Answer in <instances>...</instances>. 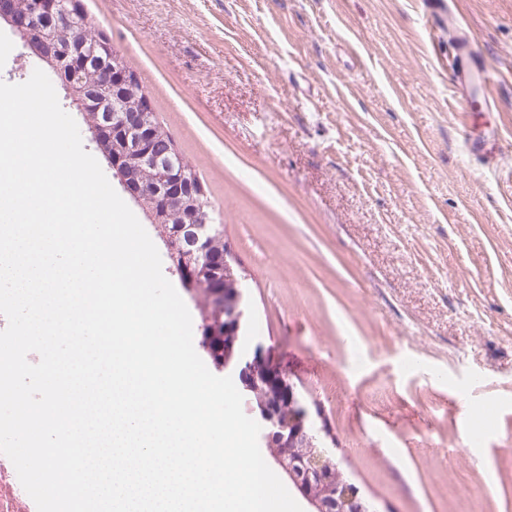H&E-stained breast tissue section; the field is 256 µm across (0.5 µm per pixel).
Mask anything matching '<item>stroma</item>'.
<instances>
[{
	"label": "stroma",
	"instance_id": "1",
	"mask_svg": "<svg viewBox=\"0 0 512 512\" xmlns=\"http://www.w3.org/2000/svg\"><path fill=\"white\" fill-rule=\"evenodd\" d=\"M83 3L223 221L246 348L351 480L381 512H512V0H452L498 75L467 119L422 0ZM39 66L0 21V81Z\"/></svg>",
	"mask_w": 512,
	"mask_h": 512
}]
</instances>
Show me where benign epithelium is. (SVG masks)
Returning a JSON list of instances; mask_svg holds the SVG:
<instances>
[{
	"instance_id": "obj_1",
	"label": "benign epithelium",
	"mask_w": 512,
	"mask_h": 512,
	"mask_svg": "<svg viewBox=\"0 0 512 512\" xmlns=\"http://www.w3.org/2000/svg\"><path fill=\"white\" fill-rule=\"evenodd\" d=\"M76 5V0H25L22 5L19 0H0V19L10 25L24 47L30 49L37 19L57 16L68 23ZM89 42L83 34L62 44L43 39L44 49L35 51L34 56L62 77L84 75L93 58L96 65L104 69L95 94L88 97L68 82V96L83 112L88 131L97 145L121 141V151L108 156L114 176L139 207L148 209L160 220L175 208L180 198L176 186L184 175L185 159L175 151L161 152L154 147L148 132L150 115L124 97L130 78L120 51L102 45L98 51L90 52ZM214 227L211 214L200 209L164 236L168 249L189 252L176 274L191 288L208 274L207 255ZM240 304L238 295L230 307L209 308L205 325L222 322L226 324L225 333L237 335L243 316ZM240 367L255 390L273 391L264 403L265 421L271 428L267 438L275 440L273 459L306 500L309 512H378L372 500L359 497V491L342 480L331 462L333 455L314 445L317 430L312 413L302 402L296 384L279 369L269 350L261 343L255 344L253 356ZM283 397L288 399L293 414L286 425L281 422L276 406Z\"/></svg>"
}]
</instances>
